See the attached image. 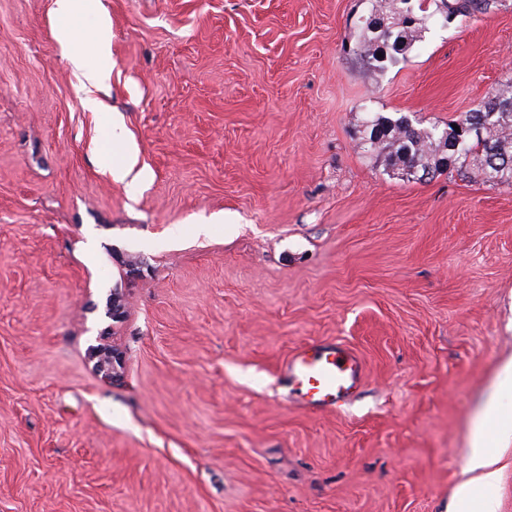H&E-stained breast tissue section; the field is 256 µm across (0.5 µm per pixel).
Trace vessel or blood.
I'll return each instance as SVG.
<instances>
[{"mask_svg": "<svg viewBox=\"0 0 512 512\" xmlns=\"http://www.w3.org/2000/svg\"><path fill=\"white\" fill-rule=\"evenodd\" d=\"M285 373L302 404L337 410L361 385L365 366L358 354L342 342L312 343L289 357Z\"/></svg>", "mask_w": 512, "mask_h": 512, "instance_id": "b4317fda", "label": "vessel or blood"}]
</instances>
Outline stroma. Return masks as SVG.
I'll list each match as a JSON object with an SVG mask.
<instances>
[{"mask_svg":"<svg viewBox=\"0 0 512 512\" xmlns=\"http://www.w3.org/2000/svg\"><path fill=\"white\" fill-rule=\"evenodd\" d=\"M366 10L0 0V512H454L478 426L512 512V187L359 146L366 112L441 126L512 77V9L431 24L383 74L343 50ZM102 20L91 88L71 58ZM116 122L135 188L100 167ZM337 340L361 386L299 403L284 362ZM93 31V42L96 48L98 62L94 67H88L85 64L81 54L73 57V64L82 72L84 79L93 83H103L108 75V71L114 64L110 57L109 39L106 30L100 25ZM94 358L96 361V369L101 378L109 381L117 380L120 377L119 369L123 365V355L121 351L105 348H94Z\"/></svg>","mask_w":512,"mask_h":512,"instance_id":"35a3bbf8","label":"stroma"}]
</instances>
